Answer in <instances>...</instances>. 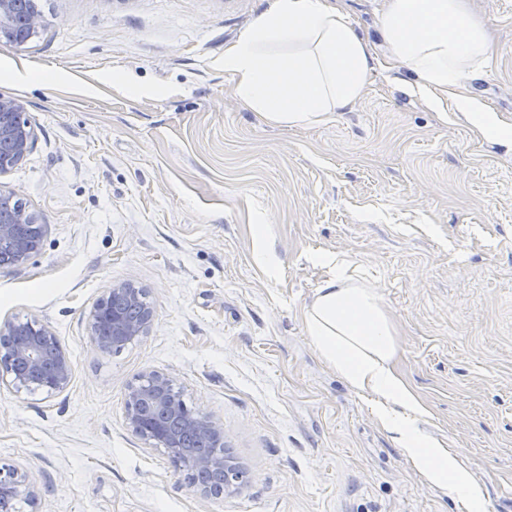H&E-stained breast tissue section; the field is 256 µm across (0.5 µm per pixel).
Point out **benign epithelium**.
I'll use <instances>...</instances> for the list:
<instances>
[{
  "label": "benign epithelium",
  "instance_id": "benign-epithelium-1",
  "mask_svg": "<svg viewBox=\"0 0 512 512\" xmlns=\"http://www.w3.org/2000/svg\"><path fill=\"white\" fill-rule=\"evenodd\" d=\"M16 0H0V37L22 47L29 36L15 26ZM34 130L26 118L24 102L0 96V174L6 173L31 150ZM47 225L21 207L0 212V253L10 256L12 265L27 263L39 251ZM154 313L145 303L141 289L126 283L111 288L98 298L88 312L91 345L100 352L117 351L148 334ZM19 328L28 330V338L0 346V383H8L18 392L41 391L48 395L64 391L72 378L73 366L55 332L36 319L26 322L6 320L0 323V336H10ZM126 423L147 448H162L175 470L184 475L189 486L208 496L212 487L202 476L224 473V487L243 481V475L224 455V430L207 416L188 409L182 391L168 376L156 372L144 374L128 386L125 400ZM194 434L209 448L192 452L184 447V436ZM37 492L27 473L13 465L0 464V502H28Z\"/></svg>",
  "mask_w": 512,
  "mask_h": 512
}]
</instances>
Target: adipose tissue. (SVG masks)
Segmentation results:
<instances>
[{"mask_svg":"<svg viewBox=\"0 0 512 512\" xmlns=\"http://www.w3.org/2000/svg\"><path fill=\"white\" fill-rule=\"evenodd\" d=\"M382 34L393 58L416 75L422 94L456 87L493 54L462 0H390ZM372 69L368 43L337 0H271L224 50V71L238 99L274 125L327 122L358 99ZM325 262L336 273L320 284L307 309L313 348L370 398L375 418L430 484L479 503L481 486L421 427L425 409L397 371L395 331L379 294L354 276L345 258L329 255Z\"/></svg>","mask_w":512,"mask_h":512,"instance_id":"adipose-tissue-1","label":"adipose tissue"}]
</instances>
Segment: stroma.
I'll list each match as a JSON object with an SVG mask.
<instances>
[{
    "instance_id": "1",
    "label": "stroma",
    "mask_w": 512,
    "mask_h": 512,
    "mask_svg": "<svg viewBox=\"0 0 512 512\" xmlns=\"http://www.w3.org/2000/svg\"><path fill=\"white\" fill-rule=\"evenodd\" d=\"M387 3L343 0L374 68L313 127L266 122L224 71L269 0H39L37 36L0 42V96L35 132L0 189L49 227L28 263L0 267V321L49 325L73 364L57 394L0 385V463L37 488L19 512H512V143L455 109L475 97L512 135V0H464L494 53L429 98L384 42ZM323 253L377 290L423 428L479 504L425 481L314 351ZM124 283L153 324L99 352L88 311ZM151 371L223 426L238 487L202 497L128 427L126 389Z\"/></svg>"
}]
</instances>
